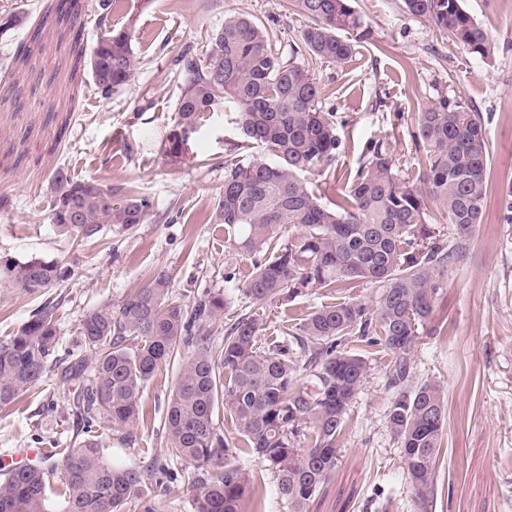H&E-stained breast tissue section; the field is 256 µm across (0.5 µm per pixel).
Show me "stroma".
<instances>
[{
  "label": "stroma",
  "instance_id": "1",
  "mask_svg": "<svg viewBox=\"0 0 512 512\" xmlns=\"http://www.w3.org/2000/svg\"><path fill=\"white\" fill-rule=\"evenodd\" d=\"M53 0H0V14L24 11L23 23L0 36V258L58 261L71 277L31 294L0 283V339L8 338L46 302L59 304L60 345L65 359L79 344V321L92 307L121 301L153 276L167 272L184 303L223 292L227 308L210 327L222 342L229 324L245 313L225 266L238 280L253 270L252 256L234 252L223 225L213 223L224 189V159L237 156L239 131L232 112L206 113L189 140L186 160L170 161L166 137L181 93L187 51L203 58L212 32L226 15L262 21L274 45L288 52L306 19L276 0H115L114 24L133 33L135 66L125 91L102 99L85 57L101 34L98 0H79L73 26H42ZM365 36L354 37L348 62H311L321 86L319 105L333 113L341 148L328 175L313 190L322 202L343 193L350 174L374 141H388L403 178L422 168L416 149L417 114L441 98L459 99L484 119L490 172L496 187L512 180V0H463L488 33L494 52L481 60L441 34L428 20L406 14L401 0H352ZM40 31L31 62L17 57ZM105 186L136 181L153 202L145 223L124 230L104 226L78 240L52 224L57 172ZM499 199L471 239L466 258L448 278L438 308L421 328L411 355L418 380L439 383L448 397V424L436 459L431 512H512V224L497 221ZM314 290L260 309L261 343L279 339L290 319L332 302ZM368 375L351 404L332 479L309 512H415L402 450L386 423L389 361L367 352ZM179 372L167 364L147 382V416L132 438L99 429L97 440L113 465L146 469L166 454L158 431ZM86 435L73 423L59 371H51L11 406L0 409V473L13 467L19 448H39L49 467L52 447L71 448ZM235 465L256 474L244 498L245 512H289L272 471L257 455H238ZM187 482L142 485L125 512H192Z\"/></svg>",
  "mask_w": 512,
  "mask_h": 512
}]
</instances>
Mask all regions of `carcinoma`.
<instances>
[{"mask_svg": "<svg viewBox=\"0 0 512 512\" xmlns=\"http://www.w3.org/2000/svg\"><path fill=\"white\" fill-rule=\"evenodd\" d=\"M98 7L105 33L87 67L100 97L109 99L132 79L133 36L127 27L112 26V0H99ZM283 8L310 21L286 56L264 25L231 14L212 34L203 62L182 57L184 84L165 155L178 162L188 154L182 132L196 130L204 113L220 104L234 109L242 144H257L275 158L224 161L215 221L224 225L232 249L262 256L238 291L251 307L291 302L309 288L336 294L335 302L308 312L286 329L288 339L263 348L261 320L247 313L227 329L217 351L210 326L224 317L225 295L207 292L187 305L165 273L115 306L88 310L78 325L82 353L61 373L73 414L88 433L104 425L130 434L144 419L145 384L178 359L159 425L167 454L144 471L115 466L88 438L59 449L60 464L50 471L19 469L0 481V512H124L142 485L162 486L179 476L194 490L193 512H242L253 476L231 458L243 449L276 473L290 512H308L336 468L350 404L369 370L351 343L391 356L387 424L403 448L418 512H429L448 403L440 385L415 381L410 356L491 198L483 117L460 100H438L417 116L414 138L424 154L417 181L399 175L390 143L376 141L367 146L348 194L331 206L322 203L310 178L334 165L341 141L333 114L318 106L319 83L298 58L347 62L354 43L341 33L361 28V20L351 0H283ZM403 9L469 53L491 56L486 31L462 0H403ZM55 183L52 223L75 238L91 237L106 224L129 229L152 211L135 185L107 188L63 174ZM430 201L443 207L448 240L429 222ZM499 222L512 224L511 182L503 188ZM285 224L305 233L284 243L278 231ZM0 273L29 293L71 276L67 266L36 258L1 260ZM361 283L380 290L372 308L350 294ZM58 347L50 304L0 340V408L56 366ZM222 411L235 425V442L217 426ZM53 476L63 487L57 503L47 493Z\"/></svg>", "mask_w": 512, "mask_h": 512, "instance_id": "obj_1", "label": "carcinoma"}]
</instances>
